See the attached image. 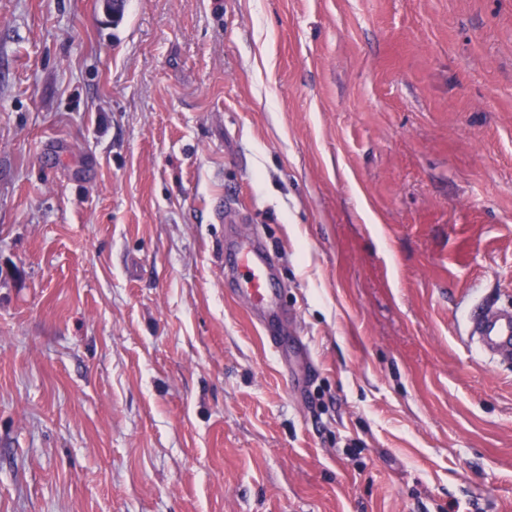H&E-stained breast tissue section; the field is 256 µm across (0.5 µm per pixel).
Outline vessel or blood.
<instances>
[{
  "label": "vessel or blood",
  "mask_w": 512,
  "mask_h": 512,
  "mask_svg": "<svg viewBox=\"0 0 512 512\" xmlns=\"http://www.w3.org/2000/svg\"><path fill=\"white\" fill-rule=\"evenodd\" d=\"M235 259L241 272L237 280L239 295L249 301L248 312L277 352H285L287 341L273 329L283 315L278 293L273 286L272 258L259 239L236 243ZM467 336L480 354L494 364L512 362V310L491 304L472 309L467 317Z\"/></svg>",
  "instance_id": "vessel-or-blood-1"
}]
</instances>
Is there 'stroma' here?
I'll return each mask as SVG.
<instances>
[{
    "mask_svg": "<svg viewBox=\"0 0 512 512\" xmlns=\"http://www.w3.org/2000/svg\"><path fill=\"white\" fill-rule=\"evenodd\" d=\"M106 5L0 0V512H512V0ZM232 249L242 270L241 278L236 281V291L249 301L248 312L255 324L264 334L266 342L277 352L284 353L288 342L282 336H275L273 329L283 315L278 293L274 285V267L272 258L259 239L236 242ZM467 336L480 354L493 364L512 362V310L491 304L472 309Z\"/></svg>",
    "mask_w": 512,
    "mask_h": 512,
    "instance_id": "obj_1",
    "label": "stroma"
}]
</instances>
